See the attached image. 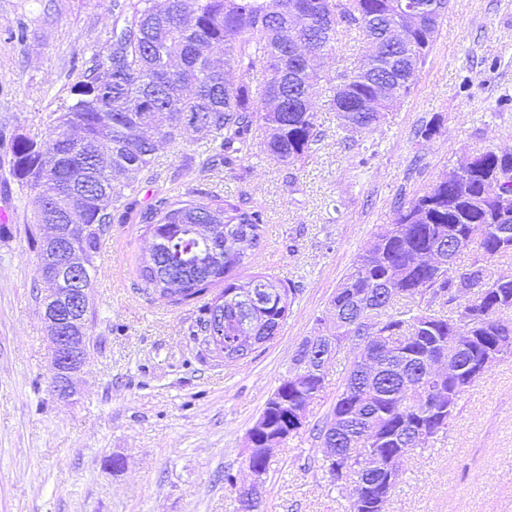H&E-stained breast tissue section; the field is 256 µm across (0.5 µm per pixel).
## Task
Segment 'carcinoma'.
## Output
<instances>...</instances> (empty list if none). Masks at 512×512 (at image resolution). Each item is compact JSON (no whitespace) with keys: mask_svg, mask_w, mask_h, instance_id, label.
Returning <instances> with one entry per match:
<instances>
[{"mask_svg":"<svg viewBox=\"0 0 512 512\" xmlns=\"http://www.w3.org/2000/svg\"><path fill=\"white\" fill-rule=\"evenodd\" d=\"M112 0V36L104 46L105 61L94 62L70 88L48 135H26L12 144L13 175L22 188L35 191L30 221L81 224L70 245L71 256L86 277L112 225L139 216L151 237L138 264L139 286L157 300L178 306L198 300L210 288L224 289L201 307L194 336H209L224 349L229 362L246 358L253 348L238 342L251 324L256 343L270 341L288 316L297 289L262 274L240 276L247 255L230 246L216 253L214 242L197 233L209 224L216 239H244L262 244L264 213L242 198L231 202L203 187L157 191L140 200L141 187L153 180L152 159L161 142L187 133L198 136L199 149L187 165L202 172L234 168L263 147L270 160L293 166L309 156L320 137L313 101L329 98L337 112L341 142L354 146L383 124L389 103L362 112L359 102L374 95L378 81L391 86V98L408 97L417 72L436 42L440 19L450 0ZM424 11L406 29L396 50H381L351 73L330 77L300 63L293 44L307 46L328 59L338 37L378 41L384 32L405 25L400 5ZM222 49L224 59L213 57ZM267 74L259 85L246 79L256 64ZM112 66L109 87L99 80ZM240 78L233 81L229 73ZM264 133L257 142V132ZM512 161L489 149L475 155L474 167L457 179L431 185L423 194L396 207L385 227L362 249L331 306L351 335L367 339L378 378L365 380L352 362L338 388L330 417L316 428L318 438L336 449V458L321 461L330 484L340 486L338 472L376 483L375 470L359 469L350 456L349 436L385 437L382 455L419 448L449 428L461 397L445 418L428 416L426 405L404 392L403 377H412L430 395L423 379L428 361L451 358L466 388L486 378L473 375L474 353L486 345L512 346V273L490 277L489 260L512 256V179L500 193L486 191L489 176ZM83 198L78 210L72 197ZM35 287L47 289L43 306L53 305L64 284L51 279L57 261L49 244L36 240ZM438 252L447 260L439 270L425 266L419 255ZM472 262L457 267L464 252ZM482 316L486 342L471 351L453 353L449 344L467 335L466 317ZM387 336L397 342H378ZM317 380L281 381L261 414L264 436L288 434L290 415L305 402Z\"/></svg>","mask_w":512,"mask_h":512,"instance_id":"obj_1","label":"carcinoma"}]
</instances>
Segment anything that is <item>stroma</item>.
<instances>
[{"mask_svg": "<svg viewBox=\"0 0 512 512\" xmlns=\"http://www.w3.org/2000/svg\"><path fill=\"white\" fill-rule=\"evenodd\" d=\"M112 30V0H0V512H240L225 472L247 478V435L294 353L330 318L331 299L357 255L411 200L466 156L512 148V0H450L410 94L367 134L360 165L339 142L327 98L305 161L254 154L207 177L186 169L189 142L159 147L164 188L206 183L245 196L267 218L265 245L242 269L299 290L273 341L223 364L195 345L198 302L173 306L137 286L151 240L138 219L113 225L88 290L91 344L72 397L52 390L53 368L37 253L28 231L33 191L12 175L15 135H46L61 103ZM441 129L414 144L416 125ZM355 357L344 345L299 435L275 448L257 512H351L329 486L315 430ZM124 459L112 469L110 456ZM386 512H512V360L463 397L447 432L408 453Z\"/></svg>", "mask_w": 512, "mask_h": 512, "instance_id": "1", "label": "stroma"}]
</instances>
